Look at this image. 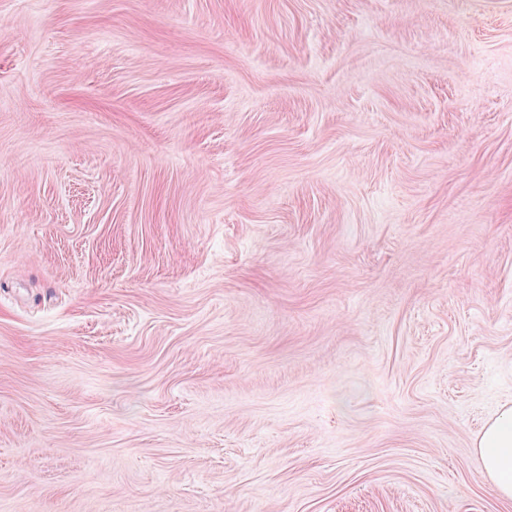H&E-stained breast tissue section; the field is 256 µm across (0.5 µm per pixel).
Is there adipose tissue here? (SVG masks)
Wrapping results in <instances>:
<instances>
[{
    "label": "adipose tissue",
    "mask_w": 512,
    "mask_h": 512,
    "mask_svg": "<svg viewBox=\"0 0 512 512\" xmlns=\"http://www.w3.org/2000/svg\"><path fill=\"white\" fill-rule=\"evenodd\" d=\"M476 450L498 498L512 502V406L503 407L488 423Z\"/></svg>",
    "instance_id": "adipose-tissue-1"
}]
</instances>
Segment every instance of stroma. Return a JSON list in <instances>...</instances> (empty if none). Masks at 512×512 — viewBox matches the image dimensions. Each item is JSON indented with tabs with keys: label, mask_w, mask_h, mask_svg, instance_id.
I'll return each instance as SVG.
<instances>
[{
	"label": "stroma",
	"mask_w": 512,
	"mask_h": 512,
	"mask_svg": "<svg viewBox=\"0 0 512 512\" xmlns=\"http://www.w3.org/2000/svg\"><path fill=\"white\" fill-rule=\"evenodd\" d=\"M512 0H0V512H512ZM476 450L497 497L512 502V406H504L488 423Z\"/></svg>",
	"instance_id": "stroma-1"
}]
</instances>
